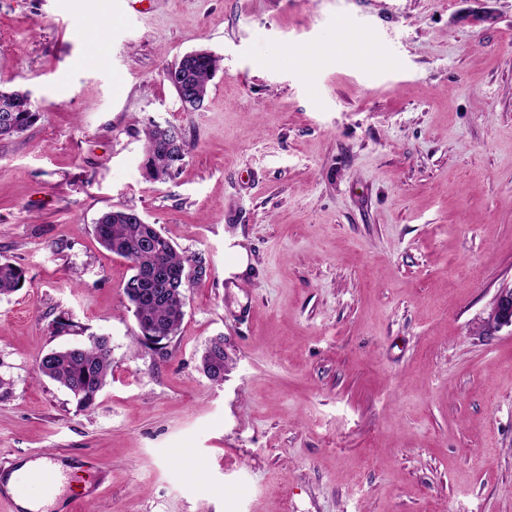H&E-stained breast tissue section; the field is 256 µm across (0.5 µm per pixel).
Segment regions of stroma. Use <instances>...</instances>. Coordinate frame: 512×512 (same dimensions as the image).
<instances>
[{
	"instance_id": "1",
	"label": "stroma",
	"mask_w": 512,
	"mask_h": 512,
	"mask_svg": "<svg viewBox=\"0 0 512 512\" xmlns=\"http://www.w3.org/2000/svg\"><path fill=\"white\" fill-rule=\"evenodd\" d=\"M198 49L221 68L187 112L163 70ZM1 86L39 119L0 140V260L26 273L0 464L86 457L73 512H512V330L486 326L512 288V0H0ZM152 120L190 144L163 183ZM116 208L209 260L161 351L93 234ZM94 336L112 374L83 411L37 365ZM204 374L212 381L220 382L224 379L226 370L229 369L228 358L224 353L223 337H216L205 347L201 357Z\"/></svg>"
}]
</instances>
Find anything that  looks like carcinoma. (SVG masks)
Masks as SVG:
<instances>
[{"instance_id": "carcinoma-1", "label": "carcinoma", "mask_w": 512, "mask_h": 512, "mask_svg": "<svg viewBox=\"0 0 512 512\" xmlns=\"http://www.w3.org/2000/svg\"><path fill=\"white\" fill-rule=\"evenodd\" d=\"M220 66V58L206 50L194 51L163 71L177 96L190 88L203 105L209 81ZM27 92L0 88V139L12 137L32 126L38 113L27 109ZM149 176L163 182L185 160L189 143L181 129L172 124L151 122L144 130ZM99 243L130 263L133 274L124 285V294L133 307L143 339L168 340L177 334L184 318V290L200 280L209 268L206 257L197 253L180 254L154 224L131 208L110 209L93 225ZM25 270L16 264L0 262V295L18 291L25 284ZM204 374L212 381L224 380L229 365L224 353V337L218 336L205 347L201 357ZM38 374L60 383L77 404L87 409L112 374V347L105 336L92 338L79 347L51 350L39 361Z\"/></svg>"}]
</instances>
